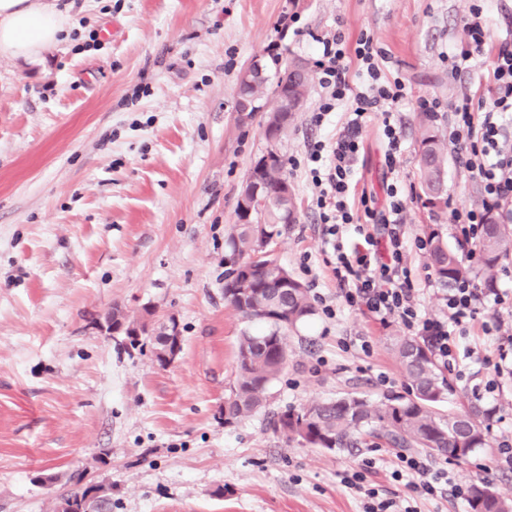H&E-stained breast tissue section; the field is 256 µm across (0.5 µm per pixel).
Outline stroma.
<instances>
[{
    "label": "stroma",
    "mask_w": 512,
    "mask_h": 512,
    "mask_svg": "<svg viewBox=\"0 0 512 512\" xmlns=\"http://www.w3.org/2000/svg\"><path fill=\"white\" fill-rule=\"evenodd\" d=\"M69 40L32 62L0 57V512H53L69 474L112 487V512H362L340 482L367 458L368 485L415 501L417 512H470L451 498L415 499L380 461L387 448L328 452L286 440L277 413L358 392L404 391L393 356L398 320L381 325L343 306L299 160L310 140L334 141L348 114L319 127L312 86L288 133L269 146L260 120L239 124L240 71L253 61L275 76L314 58L313 36L368 33L408 99L395 112L399 168L387 173L380 121L363 130L357 190L384 204L404 187L406 261L419 311L444 313L443 291L416 242L438 229L460 249L448 212L424 205L418 180L423 126L416 102L486 94L512 0H487L488 43L471 70L451 74L446 54L463 37L471 0H58ZM299 32L280 37L283 14ZM98 33L90 42V33ZM284 163L296 221L271 258L307 288L314 313L287 331L288 363L265 409L225 424L242 331L264 326L224 299L227 233L237 195L268 148ZM157 325L176 320L182 350L159 366L152 343L129 349L106 330L113 307ZM333 315H326V308ZM369 351H362L361 341ZM496 342L481 331L459 343L445 415L476 404L490 445L448 469L461 485L489 481L512 493V470L494 468L512 437V367L482 362Z\"/></svg>",
    "instance_id": "obj_1"
}]
</instances>
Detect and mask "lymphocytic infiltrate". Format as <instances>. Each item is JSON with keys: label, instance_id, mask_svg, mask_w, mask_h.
<instances>
[{"label": "lymphocytic infiltrate", "instance_id": "1", "mask_svg": "<svg viewBox=\"0 0 512 512\" xmlns=\"http://www.w3.org/2000/svg\"><path fill=\"white\" fill-rule=\"evenodd\" d=\"M464 38L447 58L451 73L469 70L484 52L488 28L481 6L475 5L463 20ZM314 60L318 83L324 91L322 102L311 117L312 125H322L337 107H346L349 119L334 143L310 141L305 145V163L315 194L313 202L323 226L327 244L336 254L333 274L345 304L369 313L380 324L398 319L412 335L431 346L446 366L456 359V339L481 328L484 335L501 332L499 321L480 320L487 289L464 279L448 288L443 296L445 312L440 317H423L418 312L412 270L404 261L406 231L403 201L397 185L387 187V200L376 207L368 196H361L360 209H353L349 196L355 179V162L363 128L381 120L386 138L384 164L396 170L402 156V131L393 118L406 99L400 79L387 78L379 66L381 55L371 35L361 34L355 49H348L342 34L318 37ZM358 63L367 76L366 85L354 84L351 63ZM493 82L489 98L469 94L441 106L437 99L418 102L422 111L450 114V139L471 176L483 192L480 206L449 204V221L469 246V260H477L483 226L490 214L512 221V145L507 142L506 124L512 122V41L501 42L492 61ZM356 237L353 249H346L344 238ZM391 476L406 481L423 499L441 495L464 500L468 493L452 481L447 467L429 458L405 453L390 458ZM343 486L363 499V512H416L408 501L380 497L369 487L360 471L341 476Z\"/></svg>", "mask_w": 512, "mask_h": 512}]
</instances>
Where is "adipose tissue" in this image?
<instances>
[{"instance_id":"adipose-tissue-1","label":"adipose tissue","mask_w":512,"mask_h":512,"mask_svg":"<svg viewBox=\"0 0 512 512\" xmlns=\"http://www.w3.org/2000/svg\"><path fill=\"white\" fill-rule=\"evenodd\" d=\"M69 14L53 0H0V56L36 60L68 35Z\"/></svg>"}]
</instances>
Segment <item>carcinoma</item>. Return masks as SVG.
<instances>
[{
    "label": "carcinoma",
    "mask_w": 512,
    "mask_h": 512,
    "mask_svg": "<svg viewBox=\"0 0 512 512\" xmlns=\"http://www.w3.org/2000/svg\"><path fill=\"white\" fill-rule=\"evenodd\" d=\"M304 71L307 72L304 79L289 84L283 82L282 72H277L272 88L265 74L255 76L251 84L237 82L236 106H241L245 94L261 102L257 111L265 112L264 123H276L275 140L282 139L288 127L279 124L278 111L288 108V122H293L295 108L305 103L312 84L310 69L306 67ZM255 112H249L248 118H253ZM425 127L418 161L424 204L431 209L446 208L445 140L435 126L434 117H428ZM267 154L274 157L271 165L253 166L249 172V181L260 186V202L250 219L238 217V224L227 240L224 299L245 318L267 324L268 330L245 331L240 336L236 385L224 400L226 424L263 407L268 385L287 364L285 331L313 314L307 289L300 282L294 279L283 282V269L270 257L252 260L269 240L281 236L283 229L295 221L293 194L282 195V185L286 182L283 162L274 150H268ZM479 251L481 272L490 288L500 261L512 255V225L489 216ZM428 262L443 288L478 275L435 231L430 234ZM109 322L134 327L136 335L127 337L132 347L139 337L152 334L147 324L129 321L128 315L118 308L112 310ZM393 352L408 383L406 393L380 402L353 392L335 399L313 400L299 409L279 414L274 422L275 430L290 441L329 451L358 448L367 437L381 440L386 448H417L452 459H464L489 447L487 429L481 422L484 412L480 409L450 413L446 418L434 411V406L452 395L454 388L426 343L398 336L394 339ZM68 483L71 490L58 499L68 506L64 512H112V494L97 495L101 486L85 481L84 473H71ZM471 512H512V497L490 483L474 484Z\"/></svg>",
    "instance_id": "1"
}]
</instances>
